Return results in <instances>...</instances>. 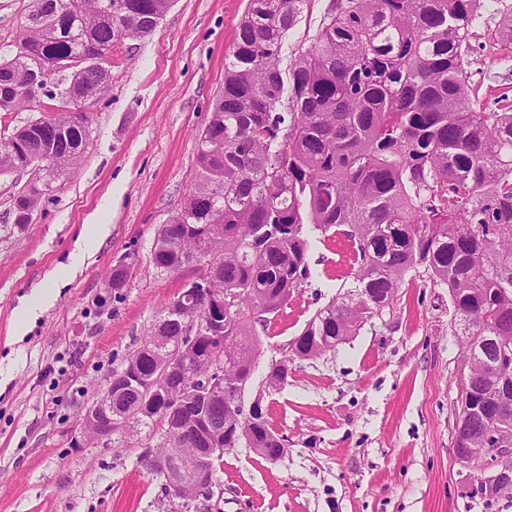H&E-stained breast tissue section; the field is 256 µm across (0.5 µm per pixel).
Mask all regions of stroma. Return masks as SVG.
<instances>
[{
  "label": "stroma",
  "mask_w": 512,
  "mask_h": 512,
  "mask_svg": "<svg viewBox=\"0 0 512 512\" xmlns=\"http://www.w3.org/2000/svg\"><path fill=\"white\" fill-rule=\"evenodd\" d=\"M331 5L309 0L284 53L310 46ZM246 8L173 0L151 36L121 41L109 93L84 112L83 156L31 223L13 214L29 173L0 175V512H166L161 481L139 462L149 439H91L82 418L167 299L202 272L197 263L157 272L151 249L196 179V136ZM500 17L489 0L468 36L469 84L486 101L512 92V48L487 49ZM100 220L108 233L94 258L18 335L21 304ZM351 262L345 235L313 238L308 285L256 328L265 358L280 357L317 309L354 289ZM121 263L128 277L116 291ZM453 315L447 287L420 271L383 319L336 351L292 360L287 384L265 402L286 452L275 462L245 447L225 452L213 475L224 495L212 512H512L508 496L485 509L453 458L464 371Z\"/></svg>",
  "instance_id": "1"
}]
</instances>
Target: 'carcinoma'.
<instances>
[{
	"instance_id": "cac0c4a2",
	"label": "carcinoma",
	"mask_w": 512,
	"mask_h": 512,
	"mask_svg": "<svg viewBox=\"0 0 512 512\" xmlns=\"http://www.w3.org/2000/svg\"><path fill=\"white\" fill-rule=\"evenodd\" d=\"M66 15L56 0H36L17 51L0 57V112L31 107L37 74L50 75L64 57L86 60L71 71L63 94L70 104L45 127L0 135V171H26L14 197L16 223L28 224L43 185L60 181L79 160L87 130L81 109L108 91L103 63L124 39L149 36L172 0H120L108 18L100 0H72ZM309 0H249L224 63V87L197 138V179L180 209L159 228L151 262L171 273L204 264L194 287L224 298V376L241 388L194 406L196 426L176 436L168 394L197 388L208 367L194 361L159 384L126 427L159 438L155 452H182L184 477L204 461L205 421L224 420V447L284 448L288 437L268 423L264 408L246 412L247 393L263 353L255 325L268 323L310 278L313 232L348 227L356 289L338 294L306 323L288 360L336 350L397 300L406 276L424 268L448 287L465 367L483 336L512 352V98L479 100L467 79L469 28L484 0H333L310 46L283 47ZM496 43L512 47V7L501 11ZM55 160L37 171L31 160ZM188 286L165 302L151 334L173 340L199 326V355L208 354L209 317L187 311ZM157 353L140 346L122 370L153 372ZM461 448L487 447L493 416L512 431V386L495 368H474L460 381Z\"/></svg>"
}]
</instances>
